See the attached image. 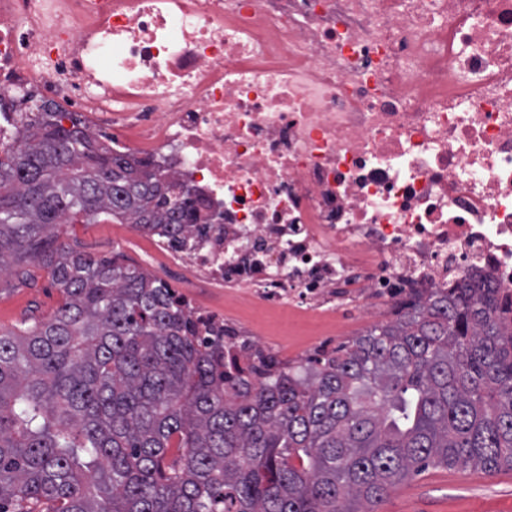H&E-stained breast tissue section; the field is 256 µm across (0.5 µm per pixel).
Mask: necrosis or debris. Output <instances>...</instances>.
<instances>
[{
  "instance_id": "obj_1",
  "label": "necrosis or debris",
  "mask_w": 512,
  "mask_h": 512,
  "mask_svg": "<svg viewBox=\"0 0 512 512\" xmlns=\"http://www.w3.org/2000/svg\"><path fill=\"white\" fill-rule=\"evenodd\" d=\"M21 90L197 199L194 249L151 244L240 364L469 280L512 305V0H0Z\"/></svg>"
}]
</instances>
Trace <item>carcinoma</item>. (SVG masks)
Returning <instances> with one entry per match:
<instances>
[{
	"mask_svg": "<svg viewBox=\"0 0 512 512\" xmlns=\"http://www.w3.org/2000/svg\"><path fill=\"white\" fill-rule=\"evenodd\" d=\"M64 119L0 127V279L45 269L63 295L0 331V512H375L430 466L512 470L492 288L413 297L319 367L241 370L167 283L58 242L78 213L182 248L206 231L170 175Z\"/></svg>",
	"mask_w": 512,
	"mask_h": 512,
	"instance_id": "obj_1",
	"label": "carcinoma"
}]
</instances>
